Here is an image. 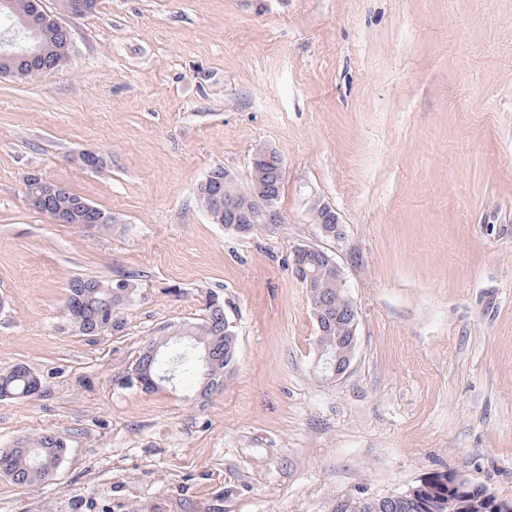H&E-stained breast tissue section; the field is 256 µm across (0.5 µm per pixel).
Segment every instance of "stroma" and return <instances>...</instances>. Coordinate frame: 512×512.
Instances as JSON below:
<instances>
[{
	"mask_svg": "<svg viewBox=\"0 0 512 512\" xmlns=\"http://www.w3.org/2000/svg\"><path fill=\"white\" fill-rule=\"evenodd\" d=\"M66 22L63 66L0 77V366L42 382L0 399V448L51 432L67 453L40 487L0 477V512H330L445 469L512 498V0H98ZM262 148L282 221L239 237L197 187ZM32 170L111 229L32 209ZM299 245L359 308L337 381L313 368ZM121 273L124 330L78 333L69 282ZM212 292L238 336L223 388L123 387ZM313 209L321 211L327 219V222H329V224H323V215L314 210V219L316 223L319 224L320 229L325 236H329L336 241L344 238L345 234L343 225L340 224L335 212L328 205L316 202Z\"/></svg>",
	"mask_w": 512,
	"mask_h": 512,
	"instance_id": "obj_1",
	"label": "stroma"
}]
</instances>
